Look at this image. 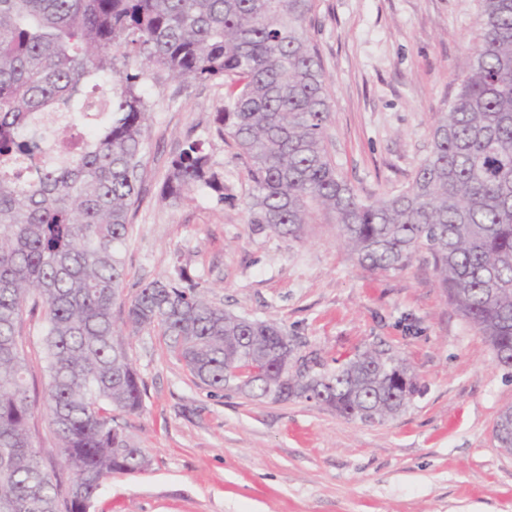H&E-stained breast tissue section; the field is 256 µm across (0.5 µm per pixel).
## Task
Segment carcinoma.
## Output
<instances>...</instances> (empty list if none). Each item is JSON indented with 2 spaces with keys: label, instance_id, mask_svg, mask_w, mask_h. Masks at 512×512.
<instances>
[{
  "label": "carcinoma",
  "instance_id": "1",
  "mask_svg": "<svg viewBox=\"0 0 512 512\" xmlns=\"http://www.w3.org/2000/svg\"><path fill=\"white\" fill-rule=\"evenodd\" d=\"M311 10L312 0H0V512H85L107 477L151 465L112 416L142 407L113 307L150 66L180 83L224 84L215 121L250 161L249 223L298 239L328 214L372 271L404 270L426 253L450 303L512 372V0H479V40L432 127L430 157L407 188L375 201L359 197L328 149ZM132 54L145 66L119 69ZM77 120L91 131L72 150ZM200 187L224 202L210 156L188 141L162 192L177 201ZM37 311L44 409L66 487L29 434L21 326ZM126 322L159 329L201 383L253 398L305 396L373 423L416 389L409 366L377 350L331 373L291 372L296 344L285 329L224 311L182 270L140 288ZM496 425L498 446L512 452L511 406Z\"/></svg>",
  "mask_w": 512,
  "mask_h": 512
}]
</instances>
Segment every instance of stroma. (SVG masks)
<instances>
[{
	"label": "stroma",
	"mask_w": 512,
	"mask_h": 512,
	"mask_svg": "<svg viewBox=\"0 0 512 512\" xmlns=\"http://www.w3.org/2000/svg\"><path fill=\"white\" fill-rule=\"evenodd\" d=\"M307 24L331 100L329 149L358 195L407 187L432 150L431 130L478 38V0H313ZM141 191L114 308L142 386L138 413L117 422L150 457L141 473L104 480L90 512H512V455L493 425L512 406V375L456 311L423 258L387 273L360 266L336 225L292 240L249 224L248 161L214 122L222 83L183 84L161 68ZM203 142L224 201L195 189L164 199L169 162ZM226 311L267 320L327 370L368 349L397 354L416 392L396 417L348 419L312 399L276 402L201 385L158 332L125 327L128 299L175 268ZM23 334L35 398H43L42 319Z\"/></svg>",
	"instance_id": "1"
}]
</instances>
